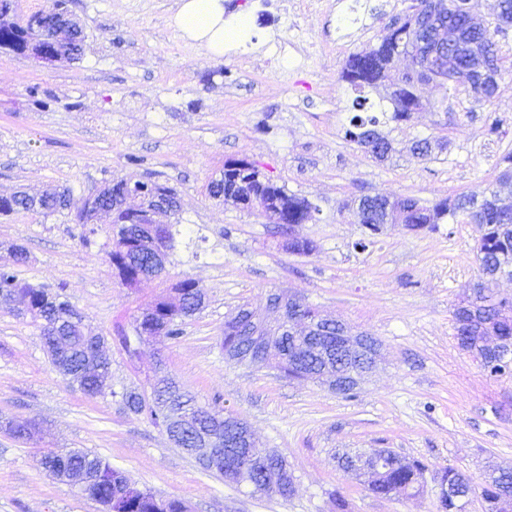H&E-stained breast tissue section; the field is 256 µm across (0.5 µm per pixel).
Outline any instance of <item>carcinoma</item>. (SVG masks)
<instances>
[{
  "instance_id": "carcinoma-1",
  "label": "carcinoma",
  "mask_w": 512,
  "mask_h": 512,
  "mask_svg": "<svg viewBox=\"0 0 512 512\" xmlns=\"http://www.w3.org/2000/svg\"><path fill=\"white\" fill-rule=\"evenodd\" d=\"M435 16V20L455 33L454 43L448 46V70L459 75V82L469 86L479 102H489L498 91V78L501 72V48L493 39L492 32L507 36L512 28V0H497L494 23L476 18L469 10L468 0H415L411 12L403 19L393 21L379 44L365 47L349 56L342 69V79L356 94L353 108L357 114L349 119L345 137L369 149L372 156L385 160L393 151L391 140L378 131L381 123L406 122L413 112L422 106L419 86L435 80L427 62V56L441 52L434 40L425 39L420 31L419 16ZM83 32L61 36L62 59L76 61L84 51ZM19 39L12 25L0 23V48L16 50ZM406 53L412 57V65L396 73L391 83V91L373 104L365 94V89L375 90L387 78V73L397 55ZM379 108L380 115L362 116L361 112ZM448 140L423 138L415 141L412 150L423 157L438 149L443 151ZM246 160L230 161L224 164V179H213L208 185L213 196L223 194V199L239 206L241 201L251 198L262 207L272 223L281 228L292 229L313 219L319 212L317 205L305 197L290 194L283 186L273 183L259 184L252 180L254 172ZM498 182L509 187L503 195L499 190L479 198L475 195L459 193L438 200L426 206L413 197L389 198L384 195L363 196L358 201L342 203L340 210L348 212L353 223L363 225L372 236L382 233L387 227L401 224L409 228H432L446 220H456L463 215L467 223L476 224L482 234L476 247L479 268L489 271L499 266H512V152L503 154L497 163ZM141 195L151 197L158 194L176 193V189L159 181H146L137 185ZM44 208L36 213L45 217L65 212L61 198L72 197V189L56 187L42 193ZM174 223L156 227L142 224H125L114 221L111 224L112 243L107 257L112 271L120 283L128 288L137 286L148 275L159 277L165 269L153 270L150 265V247L146 240L151 232L165 238L169 251H174L181 243L183 231L180 229L179 215H173ZM10 262L0 265V308L10 310L8 298L16 295L28 301L32 312L41 320H31L40 330L41 337L51 357L52 363L67 366V380L76 384L88 396H111L128 411L147 415L153 424L163 426L161 409L154 393L124 389L108 393H96L91 384L80 376L79 369L84 361L91 338L85 333L82 324L85 315L61 294L45 285H32L18 279L14 267L28 261L24 247L12 244L7 248ZM174 296L156 298L149 308L155 311V324L165 327V337L177 340L184 334L183 326L189 318L186 313L188 302L202 299V290L195 280L184 278L173 284ZM456 335L461 337V348L472 350L478 346L482 334L478 327L504 339L506 354H475L483 369L491 377L499 375L501 368L512 363V297L494 300L484 293V289H473L467 304L453 312ZM254 322L243 317L236 324H224L221 348L238 345L242 334L253 329ZM124 352L133 357L138 345L145 340L141 332L139 317L131 323V333L119 336ZM31 420H18L0 425V430L18 441H28L34 437ZM40 464L56 473L75 476L85 466L98 473V492L103 501L112 503V512H184V502L178 498H163L148 490L133 492L128 489L129 478L124 472L112 468L101 457L88 451L76 450L67 453H45ZM428 465L417 459H409L391 454L378 474L370 477L367 490L379 497L394 494L415 496L421 493L418 478ZM444 478L448 481V496L438 498L439 512H462V505L468 491V476L446 467ZM482 495L495 501L503 495L512 496V468L499 467L486 473Z\"/></svg>"
}]
</instances>
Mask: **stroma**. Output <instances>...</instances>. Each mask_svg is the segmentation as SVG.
<instances>
[{
    "instance_id": "1",
    "label": "stroma",
    "mask_w": 512,
    "mask_h": 512,
    "mask_svg": "<svg viewBox=\"0 0 512 512\" xmlns=\"http://www.w3.org/2000/svg\"><path fill=\"white\" fill-rule=\"evenodd\" d=\"M282 3L264 10L258 0H224L225 9L258 15L255 40L238 55L214 57L183 38L175 0H69L85 33L74 62L48 67L0 50V195L68 186L78 200L112 179L152 178L176 188L195 237L170 256L165 276L127 288L108 262L105 229L87 245L68 215L20 210L0 215V263L6 245H22L29 261L20 279L63 285L89 333L108 340L114 390L147 387L158 371L174 377L200 402L245 420L257 451L285 456L294 495H253L203 470L147 418L69 384L39 331L0 310V421L40 428L25 444L0 432V512H100L39 465L48 449H88L191 512H336L334 491L349 512H438L434 487L379 498L338 463L378 448L473 478L491 464L512 467V374L488 377L455 337L453 310L479 275V228L462 219L432 231L397 225L361 249L363 226L339 209L366 195L429 205L492 187L499 156L512 150V36L501 43L505 71L491 102L424 86L422 109L388 124L397 152L379 162L344 136L354 94L341 70L412 0H316L296 21ZM494 120L500 134L491 140L485 125ZM426 137L447 138V149L412 155V142ZM238 159L319 206L292 233L313 241V252L290 253L288 236L260 209L210 197L211 179ZM185 276L204 290L205 308L180 339L148 341L128 363L117 329ZM281 292L380 341L355 397L225 362V317Z\"/></svg>"
}]
</instances>
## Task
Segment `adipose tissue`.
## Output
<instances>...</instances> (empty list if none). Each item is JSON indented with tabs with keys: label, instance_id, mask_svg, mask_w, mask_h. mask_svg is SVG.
Wrapping results in <instances>:
<instances>
[{
	"label": "adipose tissue",
	"instance_id": "ef3b65f1",
	"mask_svg": "<svg viewBox=\"0 0 512 512\" xmlns=\"http://www.w3.org/2000/svg\"><path fill=\"white\" fill-rule=\"evenodd\" d=\"M174 23L182 36L223 55L249 39L254 20L250 14H226L224 0H178Z\"/></svg>",
	"mask_w": 512,
	"mask_h": 512
}]
</instances>
